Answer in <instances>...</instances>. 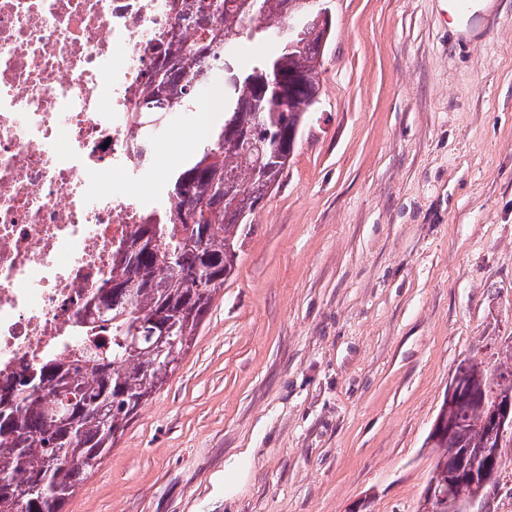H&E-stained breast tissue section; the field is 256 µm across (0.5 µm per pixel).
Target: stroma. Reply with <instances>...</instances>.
I'll return each instance as SVG.
<instances>
[{"label":"stroma","instance_id":"obj_1","mask_svg":"<svg viewBox=\"0 0 512 512\" xmlns=\"http://www.w3.org/2000/svg\"><path fill=\"white\" fill-rule=\"evenodd\" d=\"M320 103L178 370L64 512H418L458 364L512 366V0H329ZM223 82L174 113L176 171ZM471 512H512V438Z\"/></svg>","mask_w":512,"mask_h":512}]
</instances>
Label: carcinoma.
<instances>
[{"mask_svg": "<svg viewBox=\"0 0 512 512\" xmlns=\"http://www.w3.org/2000/svg\"><path fill=\"white\" fill-rule=\"evenodd\" d=\"M205 0L171 7L182 24L196 30L159 42L157 62L132 108L140 134L157 133L152 122L186 109L196 87L209 81L219 62L224 73V122L209 143L173 174L167 198L116 249L112 276L90 296L94 317L74 323L79 346L52 357L13 381L0 396V512H62L76 485L112 451L138 409L179 367L236 262L235 245L248 216L279 183L283 170L272 158L282 151L285 124L305 122L320 85L323 52L313 36L317 13L297 0H220L212 11ZM308 13L310 25L297 34L300 47L281 41L274 53L244 67L229 47L264 42L288 15ZM298 73L288 97L276 93L279 78ZM272 134L247 147L228 144L243 136L254 113ZM177 342L162 360L150 348L162 328ZM138 337L131 347L128 339ZM457 393L446 398L428 439L441 449L429 485H460L465 500L480 501L496 482L502 454L485 468L480 458L499 446L490 394L494 379L480 363L463 360ZM81 389L87 412L64 405L58 392Z\"/></svg>", "mask_w": 512, "mask_h": 512, "instance_id": "obj_1", "label": "carcinoma"}]
</instances>
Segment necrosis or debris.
<instances>
[{
  "label": "necrosis or debris",
  "instance_id": "necrosis-or-debris-1",
  "mask_svg": "<svg viewBox=\"0 0 512 512\" xmlns=\"http://www.w3.org/2000/svg\"><path fill=\"white\" fill-rule=\"evenodd\" d=\"M169 0H0V387L72 325L165 175L125 120Z\"/></svg>",
  "mask_w": 512,
  "mask_h": 512
}]
</instances>
